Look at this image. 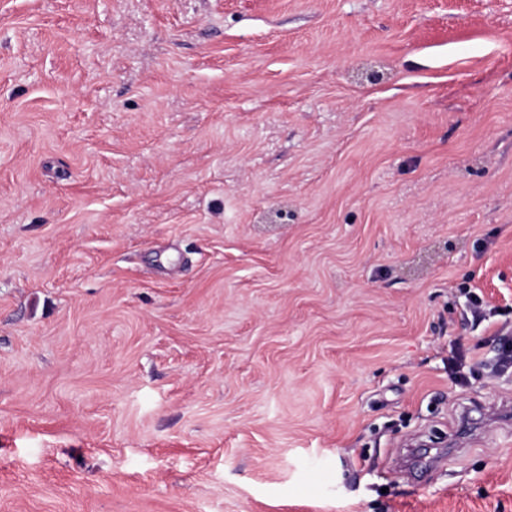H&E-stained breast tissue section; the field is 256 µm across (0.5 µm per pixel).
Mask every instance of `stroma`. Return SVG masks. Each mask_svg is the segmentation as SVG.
<instances>
[{
    "label": "stroma",
    "instance_id": "stroma-1",
    "mask_svg": "<svg viewBox=\"0 0 512 512\" xmlns=\"http://www.w3.org/2000/svg\"><path fill=\"white\" fill-rule=\"evenodd\" d=\"M510 332L512 0H0V512H512Z\"/></svg>",
    "mask_w": 512,
    "mask_h": 512
}]
</instances>
